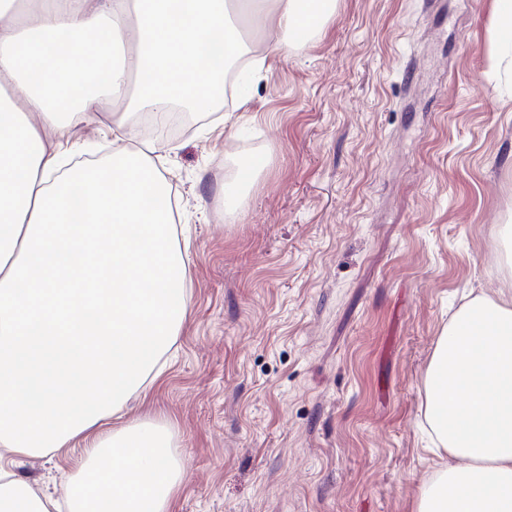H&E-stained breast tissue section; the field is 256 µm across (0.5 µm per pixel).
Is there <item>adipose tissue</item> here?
<instances>
[{
  "instance_id": "obj_1",
  "label": "adipose tissue",
  "mask_w": 512,
  "mask_h": 512,
  "mask_svg": "<svg viewBox=\"0 0 512 512\" xmlns=\"http://www.w3.org/2000/svg\"><path fill=\"white\" fill-rule=\"evenodd\" d=\"M334 0H0V512H169L184 478L163 417L129 419L190 313L163 142L131 151L147 106L224 97L262 24L282 54ZM109 115L119 146L60 173L74 128ZM423 414L440 463L414 512H512V297L477 295L438 338ZM81 446L55 498L17 456Z\"/></svg>"
}]
</instances>
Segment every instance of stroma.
Here are the masks:
<instances>
[{"mask_svg":"<svg viewBox=\"0 0 512 512\" xmlns=\"http://www.w3.org/2000/svg\"><path fill=\"white\" fill-rule=\"evenodd\" d=\"M494 0H336L268 57L245 108L191 113L160 165L185 204L192 312L133 414L173 425L170 512H413L432 455L424 375L512 240V73ZM267 166L238 216L223 188ZM71 448L21 458L35 487Z\"/></svg>","mask_w":512,"mask_h":512,"instance_id":"obj_1","label":"stroma"}]
</instances>
